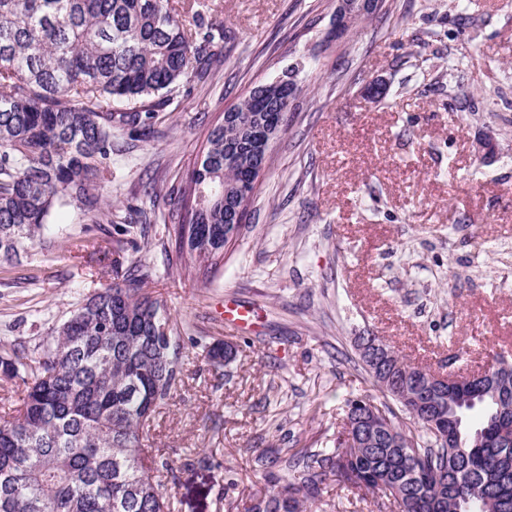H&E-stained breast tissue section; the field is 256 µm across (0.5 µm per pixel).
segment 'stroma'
Returning <instances> with one entry per match:
<instances>
[{"mask_svg": "<svg viewBox=\"0 0 512 512\" xmlns=\"http://www.w3.org/2000/svg\"><path fill=\"white\" fill-rule=\"evenodd\" d=\"M224 24V67L166 102L151 132L115 157L107 195L151 213L148 290L186 345L180 385L145 425L174 460L171 512H244L271 489L255 464L332 448L356 396L383 395L353 338L384 337L435 372H481L512 357V0H387L336 41L333 0H191ZM296 69L300 92L240 230L210 273L184 276L166 203L209 131L252 88ZM163 200L152 204L151 192ZM114 225L69 213L53 245L0 266V352L34 346L82 299L115 281L87 248ZM256 309L253 329L216 317ZM235 359L213 370L206 344ZM306 512H370L327 481Z\"/></svg>", "mask_w": 512, "mask_h": 512, "instance_id": "obj_1", "label": "stroma"}]
</instances>
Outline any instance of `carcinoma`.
<instances>
[{
	"instance_id": "cac0c4a2",
	"label": "carcinoma",
	"mask_w": 512,
	"mask_h": 512,
	"mask_svg": "<svg viewBox=\"0 0 512 512\" xmlns=\"http://www.w3.org/2000/svg\"><path fill=\"white\" fill-rule=\"evenodd\" d=\"M224 23L176 8L171 0H0V263L13 264L52 232V212L72 207L93 223H114L113 156L122 134L135 141L156 119L158 96L190 93L224 57ZM278 79L253 89L224 112L201 159L186 174L173 232L187 270L215 269L231 242L224 198L257 178L247 125H288L291 101ZM148 258L80 301L31 351L0 355V374L26 386L18 414L0 419V512H165L169 508L144 465L143 429L183 376L180 331L146 288ZM385 385L418 433H408L386 405L388 423L371 448H317L291 477L245 512H301L331 479L375 494L371 512H512V444L498 433L512 406L474 390L436 396L431 413L456 428L438 440L426 411L403 396L425 378L381 337ZM37 368L29 371L31 361ZM484 382L512 400V363Z\"/></svg>"
}]
</instances>
